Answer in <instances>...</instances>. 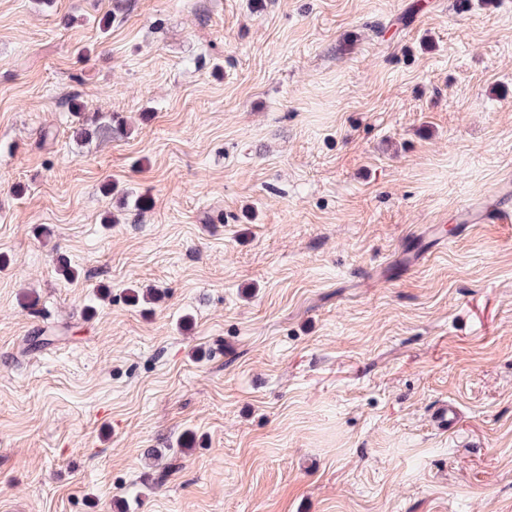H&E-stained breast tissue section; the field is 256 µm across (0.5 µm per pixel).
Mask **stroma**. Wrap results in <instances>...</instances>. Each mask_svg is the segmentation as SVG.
Returning a JSON list of instances; mask_svg holds the SVG:
<instances>
[{
  "label": "stroma",
  "mask_w": 512,
  "mask_h": 512,
  "mask_svg": "<svg viewBox=\"0 0 512 512\" xmlns=\"http://www.w3.org/2000/svg\"><path fill=\"white\" fill-rule=\"evenodd\" d=\"M508 173L512 0H0V512H512ZM512 180L503 178L487 192L480 206L461 205L457 221L469 229L470 224H511L512 223Z\"/></svg>",
  "instance_id": "stroma-1"
}]
</instances>
